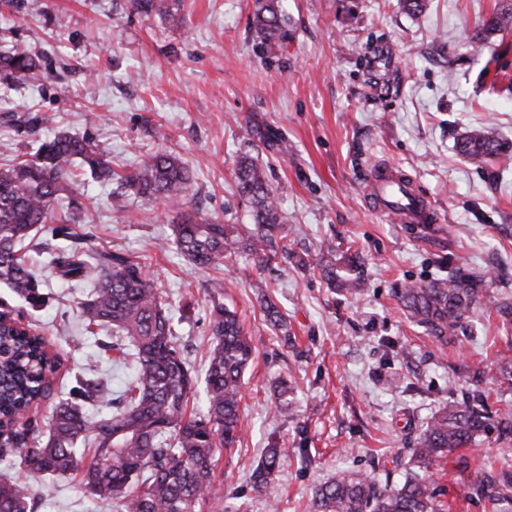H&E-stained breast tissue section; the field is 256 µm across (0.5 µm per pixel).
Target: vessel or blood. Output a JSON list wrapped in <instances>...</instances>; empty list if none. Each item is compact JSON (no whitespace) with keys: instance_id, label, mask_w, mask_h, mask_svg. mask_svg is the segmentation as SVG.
Returning <instances> with one entry per match:
<instances>
[{"instance_id":"b4317fda","label":"vessel or blood","mask_w":512,"mask_h":512,"mask_svg":"<svg viewBox=\"0 0 512 512\" xmlns=\"http://www.w3.org/2000/svg\"><path fill=\"white\" fill-rule=\"evenodd\" d=\"M373 194L383 201L385 211L402 224H433L437 216L428 203L420 201L412 183L401 182L394 169H387L374 178Z\"/></svg>"}]
</instances>
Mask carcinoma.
<instances>
[{
    "mask_svg": "<svg viewBox=\"0 0 512 512\" xmlns=\"http://www.w3.org/2000/svg\"><path fill=\"white\" fill-rule=\"evenodd\" d=\"M146 15L172 16L183 0H129ZM252 23L264 45L284 39L288 15L281 0H256ZM512 30V0H498L478 25V40ZM487 58L477 86L512 93V75ZM42 57L26 44L11 41L0 50V99L23 94L41 68ZM17 127L35 134L54 123L46 112H28ZM460 151L482 168L512 155L495 129L471 131L459 142ZM29 158L0 167V283L33 308L44 302L41 282L21 251L33 231L48 222L72 245L52 255L47 266L67 280H84L91 292L81 303L86 330L112 329V348L132 350L136 374L115 411L90 416V410L109 402L93 370L76 377L69 397L55 402L51 415L38 421L39 407L51 398L60 362L41 333L25 326L8 306L0 309V459L19 457L38 476L81 470V480L95 499L115 502L120 512H202L223 491L214 480L216 457L232 450L242 431L241 390L256 347L238 313L222 304L211 311L212 346L203 379L192 374L177 347L172 318L154 280L136 257L85 250L70 225L83 223L85 197L72 167L81 160L100 184L116 182V208L131 196L164 201L177 211L168 241L192 264L216 267L244 249L262 266L291 255L276 194L263 167L252 157L237 161L239 192L254 208V224H214L185 210L192 177L181 159L166 151L151 154L128 173L111 162L87 136L59 131L35 140ZM62 213H57V209ZM410 314L426 325L432 338L443 343L471 317L475 289L455 285L414 284L402 292ZM265 319L277 329L287 323L275 303L264 300ZM277 409L288 413L292 380L275 385ZM200 400L201 414L188 413ZM482 394L474 391L457 404L438 409L426 422L400 485L367 474L342 473L321 484L312 497L313 512H440L429 492L427 469L448 452L474 440L487 426ZM288 456L277 440L269 443L252 472L253 487L262 490ZM0 512H32V489L26 482L0 480Z\"/></svg>",
    "mask_w": 512,
    "mask_h": 512,
    "instance_id": "carcinoma-1",
    "label": "carcinoma"
}]
</instances>
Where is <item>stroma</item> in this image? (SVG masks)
<instances>
[{"instance_id":"obj_1","label":"stroma","mask_w":512,"mask_h":512,"mask_svg":"<svg viewBox=\"0 0 512 512\" xmlns=\"http://www.w3.org/2000/svg\"><path fill=\"white\" fill-rule=\"evenodd\" d=\"M496 0H428L410 14L399 0H284L288 37L261 47L251 23L255 0H186L180 17L131 11L128 0H0V43L18 40L45 62L34 92L13 97L15 114H55L59 131L87 134L113 169L134 170L165 149L193 173V202L219 224H252L237 190L243 155L267 172L296 258L260 269L238 252L217 267H198L175 247L174 211L129 198L112 207V188L85 186L90 246L138 256L173 318L177 346L203 374L214 304L235 308L257 352L244 376V431L220 452L215 480L224 497L204 512H311L314 490L342 471L404 479L401 458L444 405L483 387L492 413L512 412V163L479 169L458 144L481 125L512 143V95L479 92L485 55L512 32L474 52L478 23ZM165 142L153 136L155 127ZM405 173L435 211L423 229L393 223L370 199L378 168ZM27 259L43 270L39 308L0 286V301L20 310L61 361L55 388L68 392L88 362L112 392L132 367L104 349L111 332L83 330L85 288L45 268L42 245L63 238L41 226ZM348 276L358 258L366 280L351 295L320 273L328 253ZM288 321L266 322L253 288ZM461 282L479 298L470 323L441 344L417 325L398 297L405 286ZM297 393L287 414L275 403L278 377ZM289 450L263 491L250 479L269 441ZM431 488L445 512H512V436L497 424L433 468ZM30 482L34 512H117L93 500L80 473L35 479L0 462V476ZM503 483L493 498L474 484Z\"/></svg>"}]
</instances>
